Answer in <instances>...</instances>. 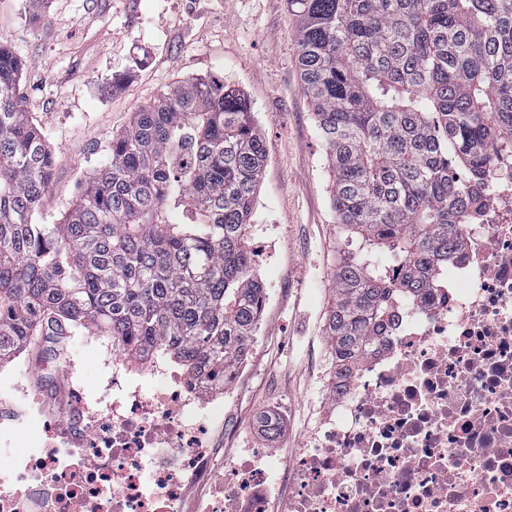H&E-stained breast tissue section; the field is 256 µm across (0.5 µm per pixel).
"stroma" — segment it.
<instances>
[{
  "label": "stroma",
  "instance_id": "1",
  "mask_svg": "<svg viewBox=\"0 0 512 512\" xmlns=\"http://www.w3.org/2000/svg\"><path fill=\"white\" fill-rule=\"evenodd\" d=\"M296 34L287 0H0V46L24 64L20 96L53 154L39 223L61 221L133 112L174 82L218 76L247 95L267 146L249 237L273 258L258 271L266 306L237 388L236 445L284 461L317 420L313 357L330 349L326 316L348 237L331 207L335 173L302 89ZM109 343L72 331L88 393ZM282 399L293 411L271 437L262 419Z\"/></svg>",
  "mask_w": 512,
  "mask_h": 512
}]
</instances>
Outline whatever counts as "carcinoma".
Returning a JSON list of instances; mask_svg holds the SVG:
<instances>
[{
	"label": "carcinoma",
	"mask_w": 512,
	"mask_h": 512,
	"mask_svg": "<svg viewBox=\"0 0 512 512\" xmlns=\"http://www.w3.org/2000/svg\"><path fill=\"white\" fill-rule=\"evenodd\" d=\"M297 63L357 243L336 268L326 337L362 355L391 291L426 288L492 153L512 152V0H288ZM0 48V363L45 321L90 326L130 361L167 356L226 383L265 291L248 224L267 150L237 87L177 81L132 114L58 224H39L53 156ZM399 267L391 280L379 256Z\"/></svg>",
	"instance_id": "1"
}]
</instances>
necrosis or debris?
I'll use <instances>...</instances> for the list:
<instances>
[{
	"instance_id": "necrosis-or-debris-1",
	"label": "necrosis or debris",
	"mask_w": 512,
	"mask_h": 512,
	"mask_svg": "<svg viewBox=\"0 0 512 512\" xmlns=\"http://www.w3.org/2000/svg\"><path fill=\"white\" fill-rule=\"evenodd\" d=\"M454 230L426 296L395 292L347 376L320 369L327 406L282 466L255 448L221 457L233 384L152 363L148 388L110 348L94 400L64 323L45 326L33 406L0 398V512H188L199 487L214 491L203 512H512V179L485 183ZM32 420L37 447H16Z\"/></svg>"
}]
</instances>
